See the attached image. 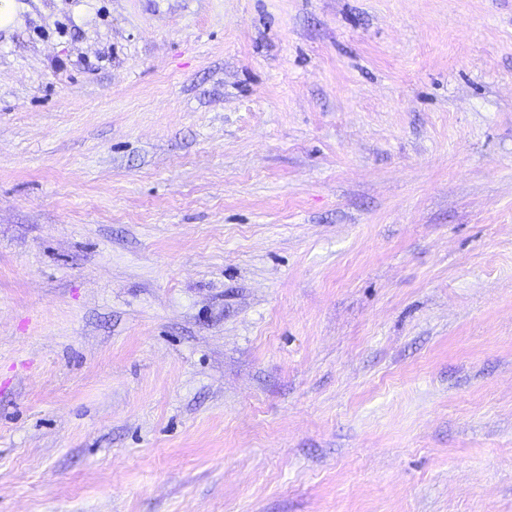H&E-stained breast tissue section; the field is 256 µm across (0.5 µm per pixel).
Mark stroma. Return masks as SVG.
<instances>
[{
  "label": "stroma",
  "instance_id": "1",
  "mask_svg": "<svg viewBox=\"0 0 512 512\" xmlns=\"http://www.w3.org/2000/svg\"><path fill=\"white\" fill-rule=\"evenodd\" d=\"M0 512H512V0H13Z\"/></svg>",
  "mask_w": 512,
  "mask_h": 512
}]
</instances>
